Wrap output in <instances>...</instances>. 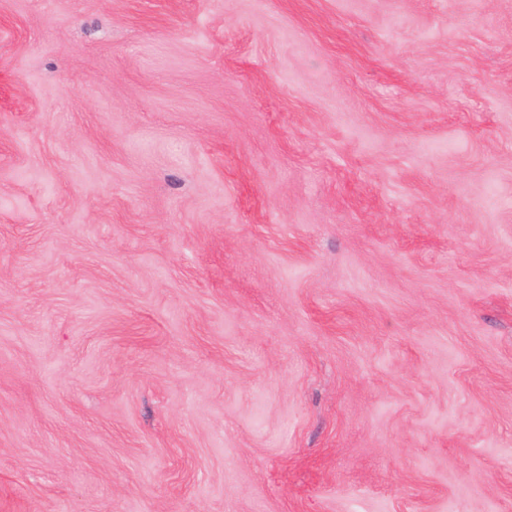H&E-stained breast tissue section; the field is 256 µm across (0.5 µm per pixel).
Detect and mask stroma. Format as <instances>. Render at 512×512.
<instances>
[{
    "label": "stroma",
    "instance_id": "35a3bbf8",
    "mask_svg": "<svg viewBox=\"0 0 512 512\" xmlns=\"http://www.w3.org/2000/svg\"><path fill=\"white\" fill-rule=\"evenodd\" d=\"M0 512H512V0H0Z\"/></svg>",
    "mask_w": 512,
    "mask_h": 512
}]
</instances>
